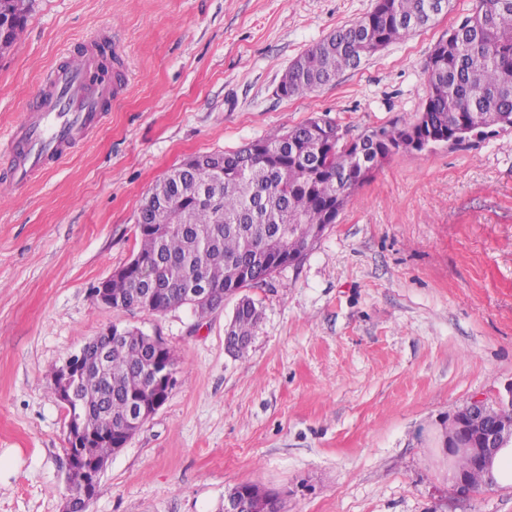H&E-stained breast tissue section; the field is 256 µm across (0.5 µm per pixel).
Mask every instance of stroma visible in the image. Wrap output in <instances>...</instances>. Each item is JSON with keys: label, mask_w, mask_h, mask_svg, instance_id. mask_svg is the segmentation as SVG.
<instances>
[{"label": "stroma", "mask_w": 512, "mask_h": 512, "mask_svg": "<svg viewBox=\"0 0 512 512\" xmlns=\"http://www.w3.org/2000/svg\"><path fill=\"white\" fill-rule=\"evenodd\" d=\"M375 0H36L0 57V139L43 72L108 30L127 85L61 166L24 188L0 161V512H62L61 364L109 325L177 355L166 403L114 453L87 512H217L242 483L284 512H512V485L456 494L434 428L512 382V130L399 151L357 188L304 260L249 289L247 352H227L225 303L206 318L110 309L93 285L139 248L135 216L189 157L236 150L312 118L353 140L414 123L424 63L470 15L448 10L301 96L284 70Z\"/></svg>", "instance_id": "obj_1"}]
</instances>
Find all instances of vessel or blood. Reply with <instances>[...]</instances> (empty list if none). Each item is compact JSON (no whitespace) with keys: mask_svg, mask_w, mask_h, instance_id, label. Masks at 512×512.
I'll return each instance as SVG.
<instances>
[{"mask_svg":"<svg viewBox=\"0 0 512 512\" xmlns=\"http://www.w3.org/2000/svg\"><path fill=\"white\" fill-rule=\"evenodd\" d=\"M100 46V41H91L82 52L52 64L26 112L0 144L16 186L69 157L102 124L113 101L122 97L121 83L89 79L103 62Z\"/></svg>","mask_w":512,"mask_h":512,"instance_id":"b4317fda","label":"vessel or blood"}]
</instances>
